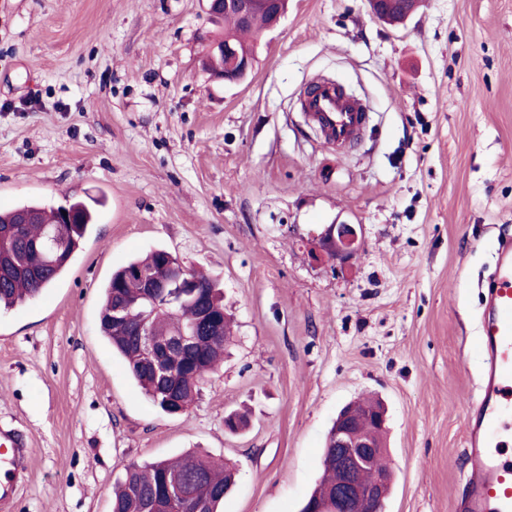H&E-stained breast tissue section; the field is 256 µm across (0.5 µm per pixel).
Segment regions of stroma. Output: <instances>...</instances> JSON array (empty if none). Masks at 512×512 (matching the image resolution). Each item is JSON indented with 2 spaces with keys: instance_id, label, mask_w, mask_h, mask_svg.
I'll return each instance as SVG.
<instances>
[{
  "instance_id": "obj_1",
  "label": "stroma",
  "mask_w": 512,
  "mask_h": 512,
  "mask_svg": "<svg viewBox=\"0 0 512 512\" xmlns=\"http://www.w3.org/2000/svg\"><path fill=\"white\" fill-rule=\"evenodd\" d=\"M221 34L202 0H0V209L105 200L64 277L0 311V421L31 449L11 512H112L127 465L187 451L235 464L221 512H300L366 395L388 410L385 512H460L471 348L512 235V0H426L398 28L290 0L228 87L204 67ZM320 78L371 115L350 146L301 110ZM336 224L363 237L342 267L310 254ZM155 248L217 278L235 322L177 416L99 324L113 270Z\"/></svg>"
}]
</instances>
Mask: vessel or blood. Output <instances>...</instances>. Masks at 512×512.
<instances>
[{
    "label": "vessel or blood",
    "instance_id": "1",
    "mask_svg": "<svg viewBox=\"0 0 512 512\" xmlns=\"http://www.w3.org/2000/svg\"><path fill=\"white\" fill-rule=\"evenodd\" d=\"M304 106L324 139L336 145L351 141L367 121L363 105L331 81L317 84ZM473 352L482 372L470 404L467 446L455 459L464 473L459 492L466 512H512V237L502 239L495 253ZM27 461L24 435L0 425V508L16 497Z\"/></svg>",
    "mask_w": 512,
    "mask_h": 512
}]
</instances>
